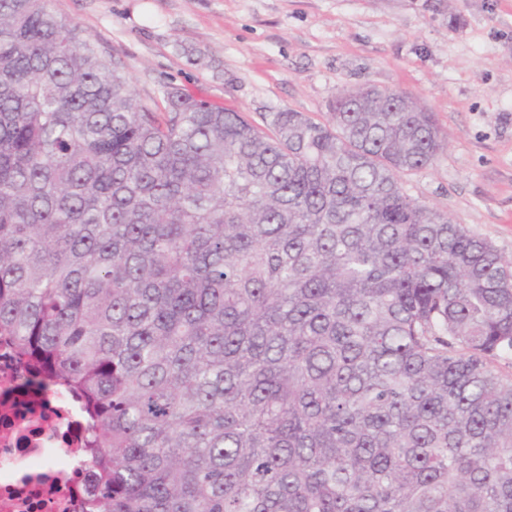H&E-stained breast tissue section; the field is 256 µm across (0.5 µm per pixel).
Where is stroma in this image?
Listing matches in <instances>:
<instances>
[{
  "label": "stroma",
  "instance_id": "obj_1",
  "mask_svg": "<svg viewBox=\"0 0 512 512\" xmlns=\"http://www.w3.org/2000/svg\"><path fill=\"white\" fill-rule=\"evenodd\" d=\"M130 79L173 84L257 121H327L345 87L388 86L434 112L448 148L408 194L512 257V0H51Z\"/></svg>",
  "mask_w": 512,
  "mask_h": 512
}]
</instances>
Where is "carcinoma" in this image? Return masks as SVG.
Masks as SVG:
<instances>
[{"label": "carcinoma", "mask_w": 512, "mask_h": 512, "mask_svg": "<svg viewBox=\"0 0 512 512\" xmlns=\"http://www.w3.org/2000/svg\"><path fill=\"white\" fill-rule=\"evenodd\" d=\"M261 120L0 0V336L85 397L89 512H512V259L405 190L433 113Z\"/></svg>", "instance_id": "carcinoma-1"}]
</instances>
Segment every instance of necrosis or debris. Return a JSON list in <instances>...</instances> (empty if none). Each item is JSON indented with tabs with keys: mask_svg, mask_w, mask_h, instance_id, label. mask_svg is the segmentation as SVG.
Here are the masks:
<instances>
[{
	"mask_svg": "<svg viewBox=\"0 0 512 512\" xmlns=\"http://www.w3.org/2000/svg\"><path fill=\"white\" fill-rule=\"evenodd\" d=\"M83 400L34 375L0 336V512H87Z\"/></svg>",
	"mask_w": 512,
	"mask_h": 512,
	"instance_id": "4bbe7bcc",
	"label": "necrosis or debris"
}]
</instances>
